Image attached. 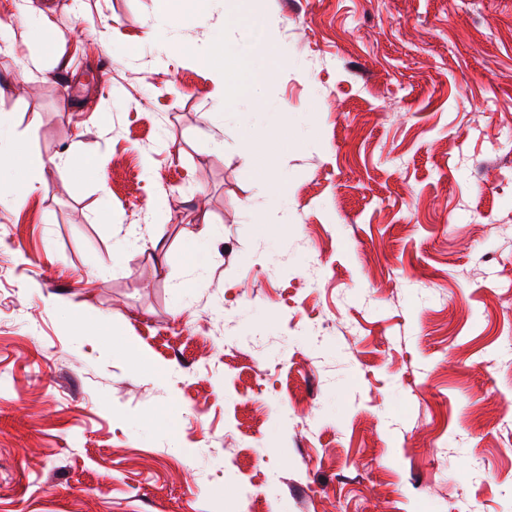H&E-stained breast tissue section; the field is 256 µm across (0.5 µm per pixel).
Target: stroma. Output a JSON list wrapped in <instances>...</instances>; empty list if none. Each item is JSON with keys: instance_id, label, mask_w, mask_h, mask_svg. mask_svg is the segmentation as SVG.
<instances>
[{"instance_id": "stroma-1", "label": "stroma", "mask_w": 512, "mask_h": 512, "mask_svg": "<svg viewBox=\"0 0 512 512\" xmlns=\"http://www.w3.org/2000/svg\"><path fill=\"white\" fill-rule=\"evenodd\" d=\"M223 20L0 0V512H512V0H257L247 125ZM250 0H225L224 1V26L214 29L211 36L212 51L206 54L201 63L211 66L215 72V77L219 91V104L226 105L232 101H241L243 106L251 108L257 101L258 95L255 94L242 100L241 85L237 83L232 74L231 67L224 64V68L216 65L219 56H224V34L226 22L232 21L237 26H246L250 18L249 7ZM12 118L10 113H0V201L13 206H21L27 193L35 189L33 183L22 185L16 181L2 178V171L11 172L15 168V159L19 153L18 144L11 135Z\"/></svg>"}]
</instances>
